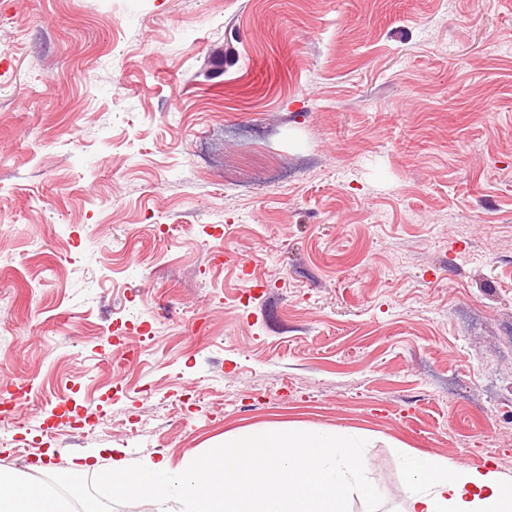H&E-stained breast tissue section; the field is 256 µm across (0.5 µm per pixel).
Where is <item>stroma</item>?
<instances>
[{"label":"stroma","mask_w":512,"mask_h":512,"mask_svg":"<svg viewBox=\"0 0 512 512\" xmlns=\"http://www.w3.org/2000/svg\"><path fill=\"white\" fill-rule=\"evenodd\" d=\"M0 468L245 426L512 476V0H0Z\"/></svg>","instance_id":"1"}]
</instances>
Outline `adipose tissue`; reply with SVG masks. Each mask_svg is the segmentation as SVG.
I'll use <instances>...</instances> for the list:
<instances>
[{
    "mask_svg": "<svg viewBox=\"0 0 512 512\" xmlns=\"http://www.w3.org/2000/svg\"><path fill=\"white\" fill-rule=\"evenodd\" d=\"M405 512H512V478L422 455L406 460Z\"/></svg>",
    "mask_w": 512,
    "mask_h": 512,
    "instance_id": "ef3b65f1",
    "label": "adipose tissue"
}]
</instances>
